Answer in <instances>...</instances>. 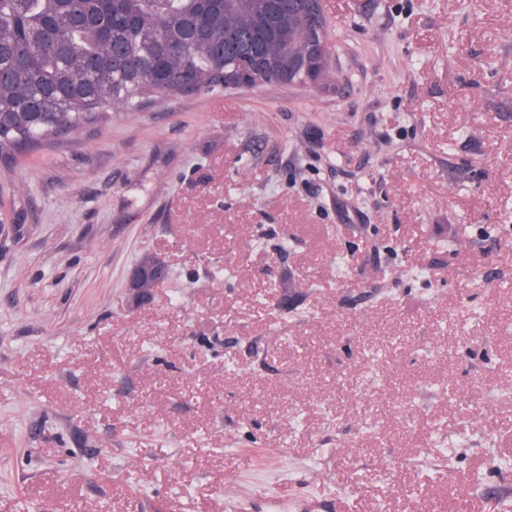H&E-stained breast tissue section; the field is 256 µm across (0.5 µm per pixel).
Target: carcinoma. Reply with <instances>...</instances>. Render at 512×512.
<instances>
[{
    "mask_svg": "<svg viewBox=\"0 0 512 512\" xmlns=\"http://www.w3.org/2000/svg\"><path fill=\"white\" fill-rule=\"evenodd\" d=\"M309 0H0V158L76 132L112 105L276 81L290 61L322 76L332 53Z\"/></svg>",
    "mask_w": 512,
    "mask_h": 512,
    "instance_id": "1",
    "label": "carcinoma"
}]
</instances>
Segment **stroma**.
Listing matches in <instances>:
<instances>
[{
  "mask_svg": "<svg viewBox=\"0 0 512 512\" xmlns=\"http://www.w3.org/2000/svg\"><path fill=\"white\" fill-rule=\"evenodd\" d=\"M322 6L329 77L0 163V512L512 495V0ZM169 275L167 265L158 257L149 266H135L128 275L127 282L130 285L140 284L142 281L149 280L154 283V288L164 282Z\"/></svg>",
  "mask_w": 512,
  "mask_h": 512,
  "instance_id": "stroma-1",
  "label": "stroma"
}]
</instances>
